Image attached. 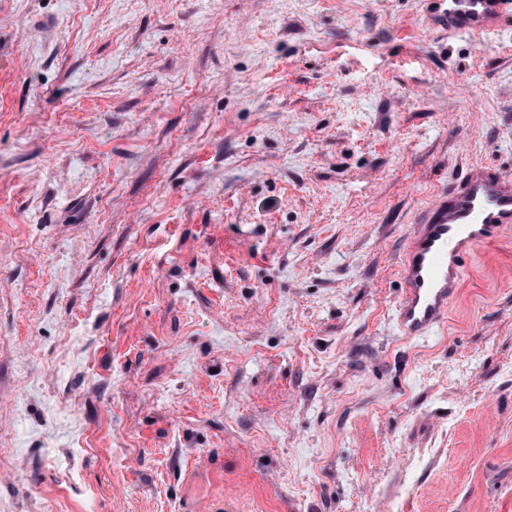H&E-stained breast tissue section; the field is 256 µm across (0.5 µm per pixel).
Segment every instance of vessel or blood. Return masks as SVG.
<instances>
[{
    "instance_id": "1",
    "label": "vessel or blood",
    "mask_w": 512,
    "mask_h": 512,
    "mask_svg": "<svg viewBox=\"0 0 512 512\" xmlns=\"http://www.w3.org/2000/svg\"><path fill=\"white\" fill-rule=\"evenodd\" d=\"M422 2L428 25L438 31H489L512 10V0ZM511 232V176L473 165L458 184L438 192L419 213L399 264L401 295L393 320L400 335L420 338L444 327L461 287L464 257Z\"/></svg>"
}]
</instances>
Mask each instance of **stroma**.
Returning <instances> with one entry per match:
<instances>
[{
    "label": "stroma",
    "instance_id": "obj_1",
    "mask_svg": "<svg viewBox=\"0 0 512 512\" xmlns=\"http://www.w3.org/2000/svg\"><path fill=\"white\" fill-rule=\"evenodd\" d=\"M479 162L512 15L0 0V512H512V234L392 322ZM428 25L438 31L481 33L496 28L509 9L510 0H421Z\"/></svg>",
    "mask_w": 512,
    "mask_h": 512
}]
</instances>
